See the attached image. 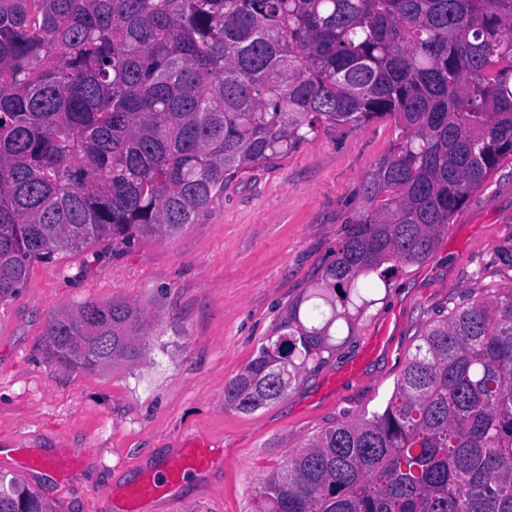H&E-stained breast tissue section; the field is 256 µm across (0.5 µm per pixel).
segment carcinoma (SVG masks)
I'll use <instances>...</instances> for the list:
<instances>
[{"label": "carcinoma", "mask_w": 512, "mask_h": 512, "mask_svg": "<svg viewBox=\"0 0 512 512\" xmlns=\"http://www.w3.org/2000/svg\"><path fill=\"white\" fill-rule=\"evenodd\" d=\"M389 119L392 151L321 282L224 386L249 414L336 354L365 280L423 261L512 156V0H0V306L31 264L173 237L238 172L319 127ZM122 300L52 315L94 371L148 350ZM256 512H512V289L429 324L387 402L286 454ZM0 512H53L0 489Z\"/></svg>", "instance_id": "cac0c4a2"}]
</instances>
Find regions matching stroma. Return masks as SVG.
<instances>
[{"mask_svg": "<svg viewBox=\"0 0 512 512\" xmlns=\"http://www.w3.org/2000/svg\"><path fill=\"white\" fill-rule=\"evenodd\" d=\"M395 136L389 120L322 131L240 172L175 237L34 262L0 306V477L55 512H121L115 489L204 438L220 463L186 474L145 512H255L256 488L288 451L343 415L377 410L428 324L476 289H512V268L495 258L512 250L511 156L453 214L426 260L376 283L353 326L339 325L327 364L248 415L225 407L224 386L335 260L364 180ZM87 300L144 310L147 361L85 372L47 359L48 317ZM64 453L80 462L63 474L25 465Z\"/></svg>", "mask_w": 512, "mask_h": 512, "instance_id": "obj_1", "label": "stroma"}]
</instances>
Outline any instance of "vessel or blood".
Here are the masks:
<instances>
[{
    "label": "vessel or blood",
    "instance_id": "b4317fda",
    "mask_svg": "<svg viewBox=\"0 0 512 512\" xmlns=\"http://www.w3.org/2000/svg\"><path fill=\"white\" fill-rule=\"evenodd\" d=\"M214 462L207 442L195 441L193 445L179 449L174 461L160 465L148 479L126 487L123 495L140 505L164 499L186 473L204 470Z\"/></svg>",
    "mask_w": 512,
    "mask_h": 512
}]
</instances>
